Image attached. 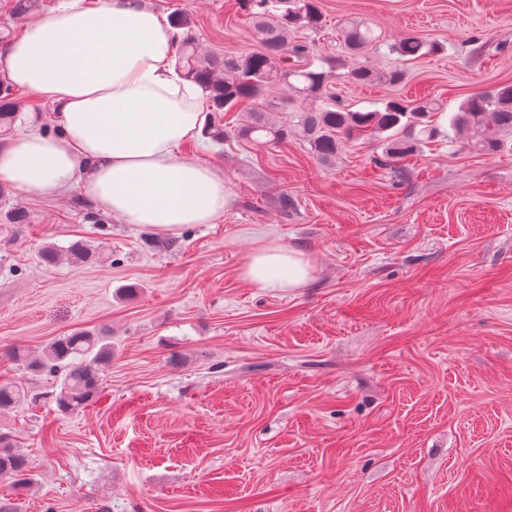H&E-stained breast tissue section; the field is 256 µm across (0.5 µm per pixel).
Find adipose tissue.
<instances>
[{"mask_svg":"<svg viewBox=\"0 0 512 512\" xmlns=\"http://www.w3.org/2000/svg\"><path fill=\"white\" fill-rule=\"evenodd\" d=\"M174 21L144 0H62L0 52L9 82L58 109L59 132H26L0 149V183L48 196L79 188L104 213L161 233L210 224L224 212V174L187 158L204 122L203 91L181 78ZM302 253L250 254L256 287L299 288Z\"/></svg>","mask_w":512,"mask_h":512,"instance_id":"ef3b65f1","label":"adipose tissue"}]
</instances>
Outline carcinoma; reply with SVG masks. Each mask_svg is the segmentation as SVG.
<instances>
[{"label":"carcinoma","mask_w":512,"mask_h":512,"mask_svg":"<svg viewBox=\"0 0 512 512\" xmlns=\"http://www.w3.org/2000/svg\"><path fill=\"white\" fill-rule=\"evenodd\" d=\"M235 8L254 24L260 49L245 55L226 54L222 58H200L195 40L189 36L175 43L176 65L182 76L198 84L208 97L213 112H244V123L237 136L265 144H275L299 134L321 160L336 156L339 144L347 139H372L382 149L378 162L392 166L421 151L443 136L452 141L464 137V144L484 154L494 155L512 134V84L478 91L458 106L449 119L448 132L431 124L439 106L421 100L409 107L388 100L367 111L333 109L323 105L292 109L285 121L275 120L272 112L283 108L268 101L271 89L286 85L296 96L313 102L323 97L328 83L326 72L310 60L305 46L288 49L287 32L313 26L320 21L316 0H235ZM344 39L349 50L359 52L377 43L374 31L360 23L346 27ZM426 44L409 35L391 50L405 60L425 55ZM23 103L7 82H0V134L14 128ZM76 265L98 258V251L83 240L66 247L44 243L39 257L55 265L61 256ZM10 357L22 365L28 379L0 381V412L23 404H55L62 414L72 415L85 408L99 391L105 368L112 360V337L83 331L54 340L41 356L32 358L15 347ZM11 479L18 486L32 481L28 459L17 450L13 435L0 432V479Z\"/></svg>","instance_id":"1"}]
</instances>
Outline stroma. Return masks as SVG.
Segmentation results:
<instances>
[{
	"label": "stroma",
	"instance_id": "obj_1",
	"mask_svg": "<svg viewBox=\"0 0 512 512\" xmlns=\"http://www.w3.org/2000/svg\"><path fill=\"white\" fill-rule=\"evenodd\" d=\"M187 15L202 56L257 49L233 0H145ZM290 31L332 72L333 102L434 99L447 127L474 92L512 83V0H318ZM379 37L362 54L343 24ZM438 44L412 61L388 50ZM402 70L396 84L349 71ZM224 172V214L178 233L121 223L79 189L11 191L25 221L0 245V380L79 331L111 336L83 411L0 414L33 484L0 480L21 512H512V150L439 139L398 167L368 140L325 163L296 135L188 142ZM293 205L281 209L279 198ZM82 239L96 262L40 264ZM301 252L304 287L246 282L253 251ZM425 47L426 44L423 40L416 36L409 35L402 38L397 43H394L391 50L403 59L411 60L427 54V52H423Z\"/></svg>",
	"mask_w": 512,
	"mask_h": 512
}]
</instances>
